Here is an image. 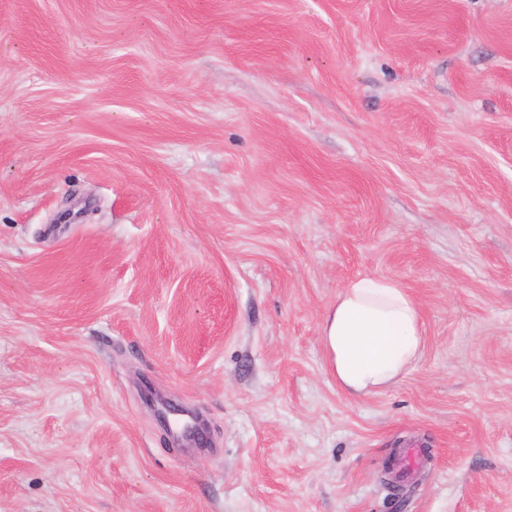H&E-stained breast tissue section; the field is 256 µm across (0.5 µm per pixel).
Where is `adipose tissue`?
I'll return each instance as SVG.
<instances>
[{
  "instance_id": "obj_1",
  "label": "adipose tissue",
  "mask_w": 512,
  "mask_h": 512,
  "mask_svg": "<svg viewBox=\"0 0 512 512\" xmlns=\"http://www.w3.org/2000/svg\"><path fill=\"white\" fill-rule=\"evenodd\" d=\"M337 383L355 395L382 391L421 355V309L399 280L367 275L350 280L322 323Z\"/></svg>"
}]
</instances>
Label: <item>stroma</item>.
<instances>
[{"label":"stroma","instance_id":"1","mask_svg":"<svg viewBox=\"0 0 512 512\" xmlns=\"http://www.w3.org/2000/svg\"><path fill=\"white\" fill-rule=\"evenodd\" d=\"M0 512H512V0H0ZM423 334L418 302L399 280L383 275L350 280L322 323L336 382L355 395L397 382L420 357Z\"/></svg>","mask_w":512,"mask_h":512}]
</instances>
